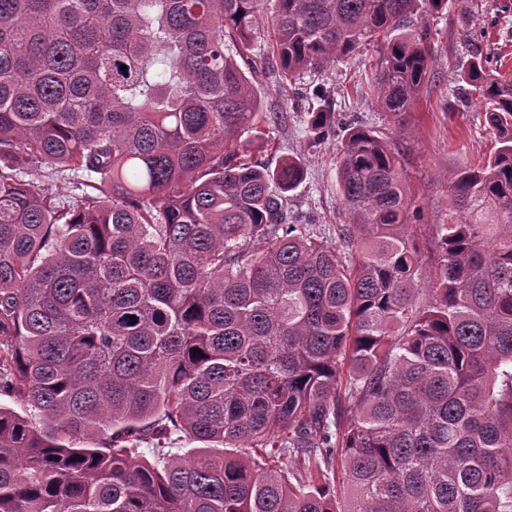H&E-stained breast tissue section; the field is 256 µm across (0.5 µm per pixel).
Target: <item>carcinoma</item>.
<instances>
[{
  "mask_svg": "<svg viewBox=\"0 0 512 512\" xmlns=\"http://www.w3.org/2000/svg\"><path fill=\"white\" fill-rule=\"evenodd\" d=\"M258 2L0 0V391L40 418L0 405V512H512V80L465 75L496 148L428 258L348 127L351 266L291 223L302 161L245 159ZM277 2L282 81L381 42L364 84L408 111L434 41L405 25L445 0Z\"/></svg>",
  "mask_w": 512,
  "mask_h": 512,
  "instance_id": "cac0c4a2",
  "label": "carcinoma"
}]
</instances>
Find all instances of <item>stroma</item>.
Returning a JSON list of instances; mask_svg holds the SVG:
<instances>
[{"label":"stroma","instance_id":"35a3bbf8","mask_svg":"<svg viewBox=\"0 0 512 512\" xmlns=\"http://www.w3.org/2000/svg\"><path fill=\"white\" fill-rule=\"evenodd\" d=\"M414 22L432 30L436 53L410 111L399 117L381 110L360 83L377 57L375 48L283 85L280 62L266 40L254 43L249 76L263 95V114L243 138L251 159L268 167L287 156L302 160L305 177L291 193L292 221L325 241L340 244L348 214L336 183L339 139L317 141L310 130L308 102L317 90H325L337 126L372 128L398 153L410 195L424 212L423 221L411 227L420 242L448 219L449 173L484 163L493 151L495 134L464 75L473 61L487 57L499 60L501 73L512 77V0H446Z\"/></svg>","mask_w":512,"mask_h":512}]
</instances>
